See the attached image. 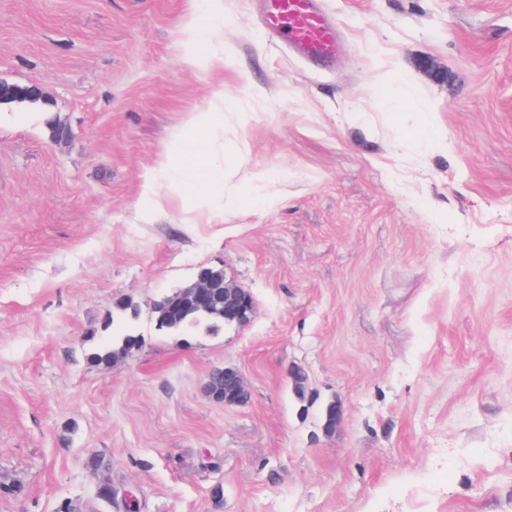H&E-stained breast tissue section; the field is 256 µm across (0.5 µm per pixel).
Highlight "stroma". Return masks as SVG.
<instances>
[{
	"label": "stroma",
	"instance_id": "35a3bbf8",
	"mask_svg": "<svg viewBox=\"0 0 512 512\" xmlns=\"http://www.w3.org/2000/svg\"><path fill=\"white\" fill-rule=\"evenodd\" d=\"M223 2L197 38L204 0H0V79L51 99L0 107V512H512V0H320L329 63ZM219 93L223 223H143ZM202 266L251 321L157 330ZM109 316L144 345L96 365ZM224 365L247 404L205 397Z\"/></svg>",
	"mask_w": 512,
	"mask_h": 512
}]
</instances>
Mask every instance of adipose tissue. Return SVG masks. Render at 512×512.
I'll list each match as a JSON object with an SVG mask.
<instances>
[{
  "mask_svg": "<svg viewBox=\"0 0 512 512\" xmlns=\"http://www.w3.org/2000/svg\"><path fill=\"white\" fill-rule=\"evenodd\" d=\"M224 135L223 126L215 122L213 109L195 112L183 138L175 140L167 154L153 168V185L146 195L156 205L166 198L182 200L187 212L204 218L206 223L224 221V165L212 146Z\"/></svg>",
  "mask_w": 512,
  "mask_h": 512,
  "instance_id": "adipose-tissue-1",
  "label": "adipose tissue"
}]
</instances>
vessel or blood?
Wrapping results in <instances>:
<instances>
[{
    "mask_svg": "<svg viewBox=\"0 0 512 512\" xmlns=\"http://www.w3.org/2000/svg\"><path fill=\"white\" fill-rule=\"evenodd\" d=\"M265 23L310 58H327L336 49L335 29L314 0H269Z\"/></svg>",
    "mask_w": 512,
    "mask_h": 512,
    "instance_id": "obj_1",
    "label": "vessel or blood"
}]
</instances>
